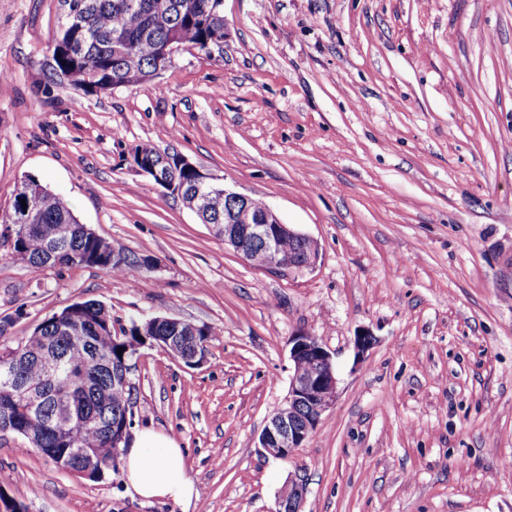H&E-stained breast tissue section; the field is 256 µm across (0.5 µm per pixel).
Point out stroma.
Masks as SVG:
<instances>
[{"label":"stroma","instance_id":"35a3bbf8","mask_svg":"<svg viewBox=\"0 0 512 512\" xmlns=\"http://www.w3.org/2000/svg\"><path fill=\"white\" fill-rule=\"evenodd\" d=\"M224 45L88 93L54 74L62 0H0V211L17 184L153 269H35L0 243V349L65 307L213 330L201 364L132 360L133 430L178 441L197 495L132 496L0 437L28 512H512V0H223ZM178 152L317 240L315 270L247 264L133 167ZM374 341L357 353L354 339ZM316 336L336 400L293 456L259 438ZM306 494V484L301 477L295 476L282 489L276 512H302L301 506Z\"/></svg>","mask_w":512,"mask_h":512}]
</instances>
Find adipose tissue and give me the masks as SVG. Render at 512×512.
<instances>
[{"label":"adipose tissue","mask_w":512,"mask_h":512,"mask_svg":"<svg viewBox=\"0 0 512 512\" xmlns=\"http://www.w3.org/2000/svg\"><path fill=\"white\" fill-rule=\"evenodd\" d=\"M123 465L129 487L143 499L162 498L187 505L195 495L194 484L183 465L181 448L161 432L138 433Z\"/></svg>","instance_id":"obj_1"}]
</instances>
